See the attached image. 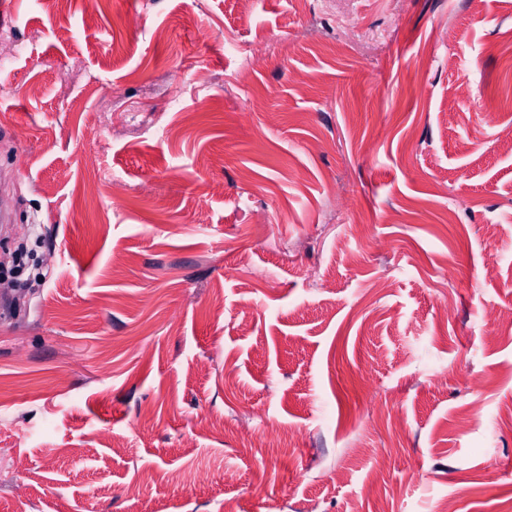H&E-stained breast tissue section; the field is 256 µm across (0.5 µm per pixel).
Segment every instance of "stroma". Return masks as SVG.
I'll list each match as a JSON object with an SVG mask.
<instances>
[{
    "label": "stroma",
    "mask_w": 512,
    "mask_h": 512,
    "mask_svg": "<svg viewBox=\"0 0 512 512\" xmlns=\"http://www.w3.org/2000/svg\"><path fill=\"white\" fill-rule=\"evenodd\" d=\"M17 3L0 512L512 507V0Z\"/></svg>",
    "instance_id": "1"
}]
</instances>
